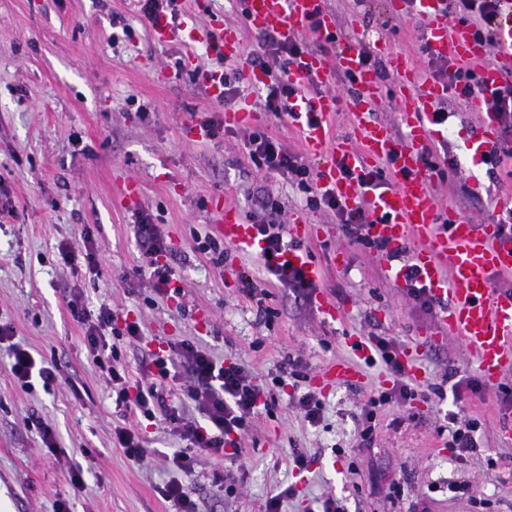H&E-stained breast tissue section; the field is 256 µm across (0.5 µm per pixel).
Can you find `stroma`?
<instances>
[{
	"mask_svg": "<svg viewBox=\"0 0 512 512\" xmlns=\"http://www.w3.org/2000/svg\"><path fill=\"white\" fill-rule=\"evenodd\" d=\"M336 19L338 41L386 43L390 52L426 65L424 23L411 7L392 0H324ZM200 28H241L244 47L256 42L245 28L239 0H205ZM203 56L206 44L187 49L180 27L160 42L145 29L132 0H0V184L13 215L0 219V325L33 356L56 358L70 383H35L24 392L9 377L7 344H0V512H177L159 493L181 473L167 458L180 444L163 417L143 421L149 457L141 463L116 446L124 409L98 378L81 327L65 304L80 293L88 309L109 303L138 321L144 342L120 341L121 362L139 379L148 351L190 340L225 363L252 368L273 395L271 414L256 421L240 458L199 456L189 479L197 512H263L265 501L287 487L296 495L283 512H306L326 494L346 499L349 512H512V367L498 387L468 390L479 379L473 354L440 322L439 310L415 304L392 265L344 236L325 215H310L322 234L305 239L323 267L317 292L340 307L325 319L319 304L280 288L247 297L239 272L256 271L260 259L229 248L223 269L194 249L199 237L217 236L214 199L252 210L251 196L270 188L289 219L305 215V195L276 174L257 173L246 157L243 128L214 138H189L188 126L223 120L230 109L252 106L256 94L241 80L231 103L203 96L184 66L186 52ZM448 181L437 184L441 208L476 221L512 207V177L497 161L477 163L468 149L481 122L468 107L449 100ZM139 191L127 204L122 183ZM162 225L171 248L167 262L185 287V305L154 299L132 272L141 263L134 236L139 212ZM91 237L101 254L99 273L63 263L59 248ZM383 336L397 352H410L421 371L413 386H442L446 399L413 401L411 409L387 406L371 444L357 434L359 398L391 390L383 363L364 367L361 384L323 380L328 365L353 361L350 337ZM301 361L306 385L323 403L309 423L289 403L292 386L275 377L285 359ZM462 402H453V389ZM479 419L480 456L458 460L443 426L451 409ZM47 424L64 453L43 448L39 424ZM308 459L293 467L295 452ZM79 469L83 490L70 474ZM228 470L234 484L218 483ZM470 482L473 496L456 492Z\"/></svg>",
	"mask_w": 512,
	"mask_h": 512,
	"instance_id": "35a3bbf8",
	"label": "stroma"
}]
</instances>
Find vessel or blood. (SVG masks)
<instances>
[{"label":"vessel or blood","instance_id":"b4317fda","mask_svg":"<svg viewBox=\"0 0 512 512\" xmlns=\"http://www.w3.org/2000/svg\"><path fill=\"white\" fill-rule=\"evenodd\" d=\"M243 10L247 26L254 31L288 36L300 32L314 17L321 22L319 37H329L335 29L323 0H243ZM417 10L425 23L424 41L433 55L477 68L482 89L472 94L469 108L480 114L481 124L469 148L475 156H485L496 141V121L487 91L512 69V9L499 22L501 51L493 61L487 60L484 47L465 31L449 34L440 0H417ZM214 36L225 57L240 56L239 28H219ZM388 65L396 75L391 95L409 130L403 138L372 118V106L382 86L378 74L361 64L358 44L343 43L332 57L321 53L305 56L301 64L292 67L289 78L301 87L332 82L340 71L351 73L358 85L351 103L353 139L331 135L323 122L338 109L335 95L322 92L297 106L296 117L314 112L321 118L320 123L306 127V147L320 161L322 186L330 188L349 208L365 205L372 218L368 228L372 238L385 242L392 251L408 248L421 283L445 301L441 323L472 352L483 378L498 384L503 371L512 366V289L492 288L490 277L512 272V241L499 238L497 224L440 209L423 154L432 133L433 103L446 96L447 88L409 60L392 57ZM381 158L393 159L398 184L361 197L360 176ZM346 168L351 177L343 176ZM217 213V228L225 242L243 250L255 249L251 226L242 222L233 207L218 206ZM279 261L302 269L314 281L322 275L321 265L302 252L285 253Z\"/></svg>","mask_w":512,"mask_h":512}]
</instances>
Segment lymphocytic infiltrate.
Segmentation results:
<instances>
[{
	"instance_id": "obj_1",
	"label": "lymphocytic infiltrate",
	"mask_w": 512,
	"mask_h": 512,
	"mask_svg": "<svg viewBox=\"0 0 512 512\" xmlns=\"http://www.w3.org/2000/svg\"><path fill=\"white\" fill-rule=\"evenodd\" d=\"M505 8V0H454L456 18L471 24L473 38L486 47L499 44L498 20ZM310 52L309 45L300 35L262 34L257 50L248 57L250 65L268 77L258 102L262 111L277 117L292 114L296 101L304 97L305 91L285 80L284 74ZM245 148L257 170L276 173L296 183L308 194L307 208L331 213L346 236H354L357 230L367 226L368 211L361 206L348 208L332 190L314 186L311 165L281 139L257 131L249 135ZM254 208L261 213L260 220L253 222L252 228L265 275L261 278L241 276L242 293L251 296L261 288H286L307 294L314 284L303 270L278 261L284 252L303 248L300 241L285 240V219L280 204L269 190L263 189L256 193ZM135 235L148 260L146 266L140 267V276L148 277L163 298L182 297L184 289L176 283L173 271L164 261L167 243L150 214L140 213ZM67 308L72 319L82 327L94 365L116 392L117 404L148 419L162 414L170 433L183 441V448L172 456L174 466L183 473L192 472L197 455L223 458L228 452H240L250 434L253 418L272 406L271 399L250 369L239 364H225L223 359L192 341L150 353L152 370L146 380L129 386L124 368L117 365L104 338L106 329L113 327L116 320L109 305L101 304L92 312L72 299ZM11 337V327L0 326V342L7 340L11 343L10 376L15 384L28 391L34 380H42L47 386L57 381L58 365L36 364L31 353L12 343ZM371 342L394 376L395 383L390 391L369 396L360 403V437L366 443L372 440L381 406L394 401L407 402L418 396L406 380L391 341L375 336Z\"/></svg>"
}]
</instances>
